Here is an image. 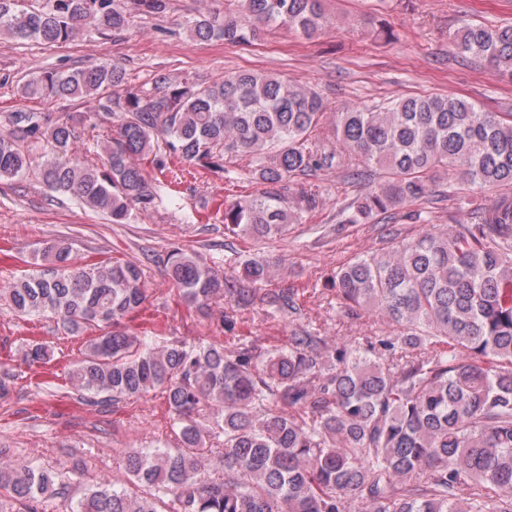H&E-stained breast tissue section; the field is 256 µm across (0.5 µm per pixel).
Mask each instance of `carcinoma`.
Listing matches in <instances>:
<instances>
[{"label": "carcinoma", "instance_id": "1", "mask_svg": "<svg viewBox=\"0 0 512 512\" xmlns=\"http://www.w3.org/2000/svg\"><path fill=\"white\" fill-rule=\"evenodd\" d=\"M323 0H224V15L187 22L199 42L247 41L262 26L311 36L327 18ZM0 0V34L55 46L88 27L101 35L130 29L138 16L168 11L169 0ZM455 50L512 74V23L466 22ZM126 84L118 62L64 73L46 71L26 95L94 105L63 112H3L0 180L35 171L52 193L127 224L157 211L181 183L179 165L228 174L248 160L262 189L224 205V228L256 241L283 240L297 220L290 183L333 164L375 165L383 179L343 210L346 224H371L403 205L440 201L438 179L471 186L468 224H418L391 246L336 270L347 313L363 311L396 326L365 348L329 343L301 324L286 348L254 340L233 349L210 342L142 336L123 320L146 300L144 270L130 261L86 259L65 239L44 242L42 263L0 289L19 317H51L65 335L89 332L68 369L71 389L90 404L164 395L173 447L131 448L127 482L84 487L64 512H512V196L487 203L486 191L512 186V113L489 112L440 94L393 99L377 109L338 113L336 146L318 137L321 95L287 79L239 70L224 80ZM89 141L101 162L78 150ZM147 159L152 172L141 167ZM322 204L298 191L297 207ZM168 277L189 307L209 314L254 306L292 318L291 295L262 293L269 260L240 263L249 288L177 248ZM53 346L30 339L18 350L28 366L51 361ZM71 484L65 472L0 451V512H45Z\"/></svg>", "mask_w": 512, "mask_h": 512}]
</instances>
